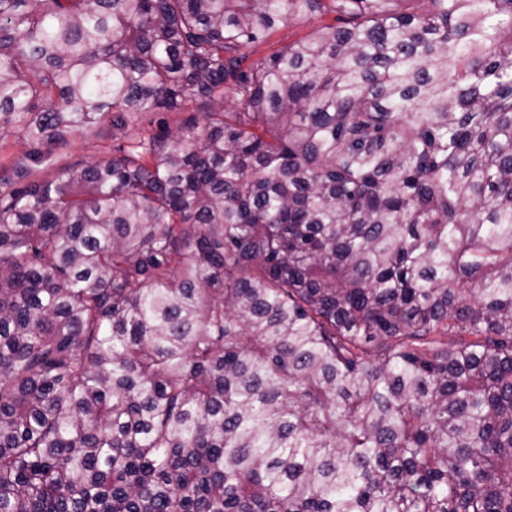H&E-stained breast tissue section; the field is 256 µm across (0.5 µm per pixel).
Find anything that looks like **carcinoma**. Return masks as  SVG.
<instances>
[{
	"label": "carcinoma",
	"instance_id": "1",
	"mask_svg": "<svg viewBox=\"0 0 512 512\" xmlns=\"http://www.w3.org/2000/svg\"><path fill=\"white\" fill-rule=\"evenodd\" d=\"M199 100L0 181V512H512V0H0V141ZM318 20L301 19L281 23L268 37L251 44L246 49V52L250 54L249 60L262 58L275 50L288 46L308 33ZM198 106V102L194 103L182 113H179L180 111L142 112L137 114L136 120L130 122L123 130H112L110 124H104L84 133L69 135L67 143L63 146L41 145L36 149L39 152L37 159L29 163L31 169L20 185L58 176L65 169L75 165L111 158L112 150L117 145L126 144L144 131L155 133L162 124L175 129L189 112H196Z\"/></svg>",
	"mask_w": 512,
	"mask_h": 512
}]
</instances>
